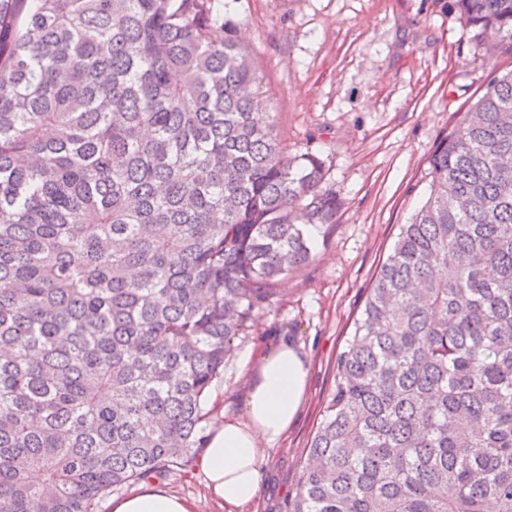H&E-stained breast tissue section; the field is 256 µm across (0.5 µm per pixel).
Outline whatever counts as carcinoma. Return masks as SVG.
<instances>
[{"label":"carcinoma","mask_w":512,"mask_h":512,"mask_svg":"<svg viewBox=\"0 0 512 512\" xmlns=\"http://www.w3.org/2000/svg\"><path fill=\"white\" fill-rule=\"evenodd\" d=\"M512 56V0H454ZM214 0H0V512L188 466L232 341L336 223ZM286 512H512V71L428 158Z\"/></svg>","instance_id":"1"}]
</instances>
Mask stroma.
Here are the masks:
<instances>
[{
    "label": "stroma",
    "mask_w": 512,
    "mask_h": 512,
    "mask_svg": "<svg viewBox=\"0 0 512 512\" xmlns=\"http://www.w3.org/2000/svg\"><path fill=\"white\" fill-rule=\"evenodd\" d=\"M215 7L240 22L289 153L320 157L339 203L334 226L308 227L310 262L254 311L206 403L209 427L244 419L254 359L281 339L308 360L307 398L267 452L256 503L240 510L285 512L336 387V357L400 225L426 198L430 153L512 60L484 56L454 0H216ZM157 484L199 512H229L209 500L197 463Z\"/></svg>",
    "instance_id": "1"
}]
</instances>
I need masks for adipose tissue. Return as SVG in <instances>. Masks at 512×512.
Returning a JSON list of instances; mask_svg holds the SVG:
<instances>
[{
	"mask_svg": "<svg viewBox=\"0 0 512 512\" xmlns=\"http://www.w3.org/2000/svg\"><path fill=\"white\" fill-rule=\"evenodd\" d=\"M309 366L284 342L259 359L248 394L245 421H228L210 434L198 464L211 500L232 507L259 495L265 445L277 442L306 398ZM112 512H196L194 503L153 486L113 500Z\"/></svg>",
	"mask_w": 512,
	"mask_h": 512,
	"instance_id": "ef3b65f1",
	"label": "adipose tissue"
}]
</instances>
